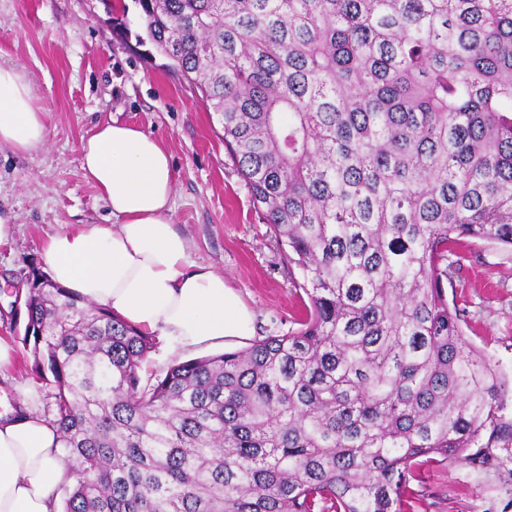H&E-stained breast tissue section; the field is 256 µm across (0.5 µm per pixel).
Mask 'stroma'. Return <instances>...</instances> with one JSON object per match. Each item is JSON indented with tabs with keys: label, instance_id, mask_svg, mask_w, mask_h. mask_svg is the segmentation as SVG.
Wrapping results in <instances>:
<instances>
[{
	"label": "stroma",
	"instance_id": "35a3bbf8",
	"mask_svg": "<svg viewBox=\"0 0 512 512\" xmlns=\"http://www.w3.org/2000/svg\"><path fill=\"white\" fill-rule=\"evenodd\" d=\"M0 0V64L24 67L48 112L44 147L0 150V218L15 227L0 245V338L12 341L15 286L44 268L55 232L103 224L109 210L81 169L80 142L95 125L117 120L158 137L175 169L172 219L192 258L222 273L254 314L255 336L298 330L306 294L274 234L254 209L230 159L222 127L187 83L136 43L142 20L133 0ZM446 286L464 311L466 338L512 380V250L483 241L464 248ZM13 365L0 369V414L23 404L43 414L46 392L30 377L33 358L14 343ZM406 512H512V448L488 464H425L409 483Z\"/></svg>",
	"mask_w": 512,
	"mask_h": 512
}]
</instances>
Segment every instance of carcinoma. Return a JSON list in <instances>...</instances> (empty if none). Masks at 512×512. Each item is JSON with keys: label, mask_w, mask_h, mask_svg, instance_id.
<instances>
[{"label": "carcinoma", "mask_w": 512, "mask_h": 512, "mask_svg": "<svg viewBox=\"0 0 512 512\" xmlns=\"http://www.w3.org/2000/svg\"><path fill=\"white\" fill-rule=\"evenodd\" d=\"M134 3L309 305L144 380L149 335L32 269L16 338L78 475L63 512H404L422 462L512 448L445 292L468 241L512 249V0Z\"/></svg>", "instance_id": "carcinoma-1"}]
</instances>
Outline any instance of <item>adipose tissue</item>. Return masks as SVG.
<instances>
[{
	"label": "adipose tissue",
	"mask_w": 512,
	"mask_h": 512,
	"mask_svg": "<svg viewBox=\"0 0 512 512\" xmlns=\"http://www.w3.org/2000/svg\"><path fill=\"white\" fill-rule=\"evenodd\" d=\"M47 137L48 114L26 72L0 64V147L29 154ZM81 152L112 221L49 235L50 278L182 351L251 336V310L222 274L192 261L173 224L175 173L162 141L112 120L82 138ZM59 448L55 428L36 414L0 420V512H58L55 492L74 480Z\"/></svg>",
	"instance_id": "adipose-tissue-1"
}]
</instances>
